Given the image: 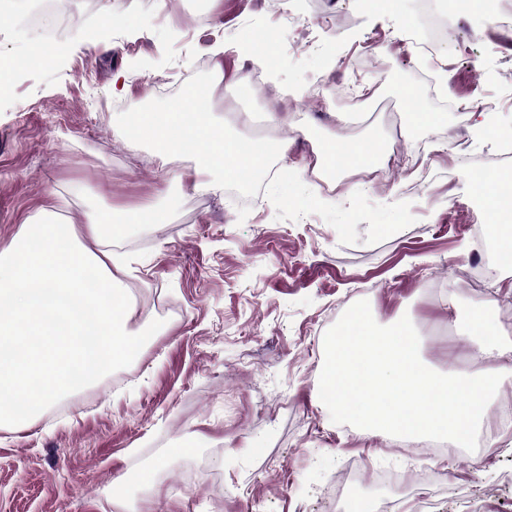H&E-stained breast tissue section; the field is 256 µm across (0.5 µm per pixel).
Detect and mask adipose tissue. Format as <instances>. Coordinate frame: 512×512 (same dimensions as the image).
<instances>
[{
  "label": "adipose tissue",
  "mask_w": 512,
  "mask_h": 512,
  "mask_svg": "<svg viewBox=\"0 0 512 512\" xmlns=\"http://www.w3.org/2000/svg\"><path fill=\"white\" fill-rule=\"evenodd\" d=\"M209 112L202 87L193 86L163 110L143 106L127 112L123 132L132 145L148 143L161 165L190 155V183L205 193L219 191L224 182L257 175L259 163L287 159L289 139L229 134L227 126L211 121ZM378 158V145L346 137L329 139L319 161L338 172L347 163L372 168ZM158 218L150 206L120 215L93 211L86 216L83 233L96 240L105 225L118 222L131 233ZM494 304L489 295L477 303L472 329L483 341L473 356L487 367L472 373L428 367L409 327L382 333L370 314L354 313L325 345L321 404L334 409L337 420L360 424L380 437L438 438L465 447L476 436L492 435L489 394L512 379V343L497 341L487 317Z\"/></svg>",
  "instance_id": "ef3b65f1"
}]
</instances>
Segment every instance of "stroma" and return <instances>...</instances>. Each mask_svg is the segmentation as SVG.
<instances>
[{
    "instance_id": "stroma-1",
    "label": "stroma",
    "mask_w": 512,
    "mask_h": 512,
    "mask_svg": "<svg viewBox=\"0 0 512 512\" xmlns=\"http://www.w3.org/2000/svg\"><path fill=\"white\" fill-rule=\"evenodd\" d=\"M62 52L34 63V33L0 32L16 59L0 85V249L48 204L82 227L90 211L155 205L137 234L106 230L131 254L125 282L132 330L171 306L141 357L44 410L0 429V512H332L335 486L374 512H512V431L468 447L421 448L376 437L321 408L327 336L357 311L382 329L414 321L422 359L445 367L476 336L469 321L486 288H472L476 227L497 184L472 185L452 142L494 155L512 139V56L485 17L460 15L433 52L413 46L415 0H221L199 25L181 0H72ZM269 37L278 80L240 83L241 48ZM227 46L224 76L207 63ZM122 74L124 93L112 91ZM194 85L215 120L250 112L311 119L287 161L265 179L193 190L190 158L164 173L132 149L122 114L160 108ZM408 110L406 90L436 126L397 138L384 118L350 127L385 154L406 146L381 181L352 168L335 196L306 177L309 158L368 89ZM493 112L490 126L477 123ZM425 157H418V148ZM150 471L154 483L117 485ZM432 491L423 508L420 487Z\"/></svg>"
}]
</instances>
